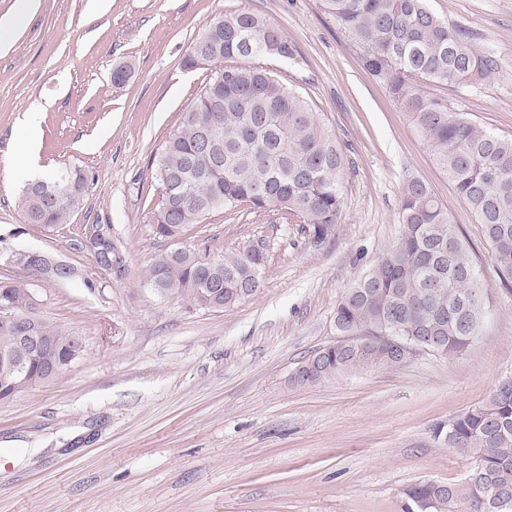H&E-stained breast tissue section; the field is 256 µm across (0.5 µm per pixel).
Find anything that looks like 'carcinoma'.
I'll use <instances>...</instances> for the list:
<instances>
[{"label":"carcinoma","instance_id":"cac0c4a2","mask_svg":"<svg viewBox=\"0 0 512 512\" xmlns=\"http://www.w3.org/2000/svg\"><path fill=\"white\" fill-rule=\"evenodd\" d=\"M329 12L365 49L364 65L385 81L417 135L456 193L482 224L495 270L512 282V136L488 131L421 82L469 84L503 69L499 57L477 50L459 28L434 14L426 0H326ZM200 61L219 68L207 76L195 102L180 117L178 132L158 156L159 195L149 212L155 237L169 242L220 211L280 213L321 243L339 223L344 155L321 113L300 93L274 78L258 60L289 59L294 46L266 18L249 12L205 23L194 42ZM88 178L64 169L23 190L24 220L43 229L67 223L85 199ZM402 232L397 244L349 289L336 307L339 336H390L406 346L435 338L436 354L453 357L479 336L486 316L481 273L432 188L408 180L401 197ZM265 251L250 248L210 253L167 247L141 273L140 283L161 297L221 309L262 289ZM31 307L28 285L0 280V307ZM40 334L57 348L30 358L18 382L5 359L25 356L11 334L0 331V401L49 381L50 364L72 363L82 354L71 334L40 321ZM298 368L314 384L367 367L407 359L376 347L318 350ZM448 445L472 452L482 469L454 483L423 481L404 491L406 512L418 502L430 512H512V380L464 408L448 422Z\"/></svg>","mask_w":512,"mask_h":512}]
</instances>
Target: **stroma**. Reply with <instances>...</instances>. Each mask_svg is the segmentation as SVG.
<instances>
[{"label": "stroma", "instance_id": "35a3bbf8", "mask_svg": "<svg viewBox=\"0 0 512 512\" xmlns=\"http://www.w3.org/2000/svg\"><path fill=\"white\" fill-rule=\"evenodd\" d=\"M503 70L431 94L512 135V0H429ZM265 17L295 45L263 64L320 112L347 156L340 224L321 244L274 215H214L186 246H264L260 293L224 309L162 299L138 280L164 248L148 222L157 156L196 99L206 69L183 59L212 17ZM127 64L126 82L112 81ZM40 107L29 122L31 107ZM67 167L89 179L65 228L25 223L29 178ZM427 182L483 271L487 315L461 354L420 353L315 385L292 376L337 341L342 295L397 243L400 200ZM108 226L130 269L108 277L82 248ZM0 236L79 269L26 276L39 317L82 337L50 381L0 402V512H404L405 488L452 483L474 454L435 435L512 376V291L483 228L325 0H41L0 51Z\"/></svg>", "mask_w": 512, "mask_h": 512}]
</instances>
